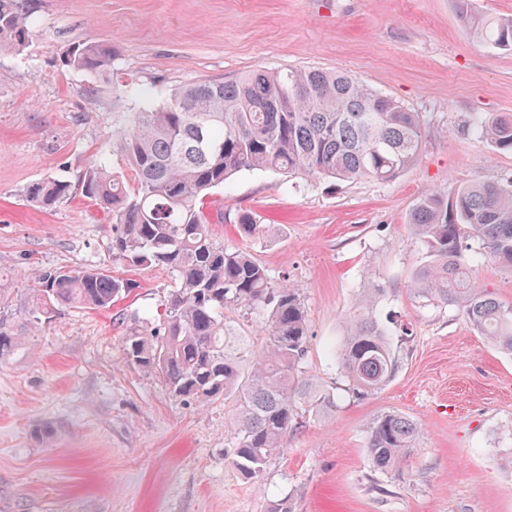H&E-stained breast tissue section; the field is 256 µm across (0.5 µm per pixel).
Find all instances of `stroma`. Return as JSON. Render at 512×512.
<instances>
[{
    "label": "stroma",
    "instance_id": "obj_1",
    "mask_svg": "<svg viewBox=\"0 0 512 512\" xmlns=\"http://www.w3.org/2000/svg\"><path fill=\"white\" fill-rule=\"evenodd\" d=\"M33 35L0 51V286L25 327L0 358V512H512V354L488 343L462 308L410 293L424 260L408 214L425 193L512 180V152L470 134L512 114V51L473 41L457 0H29ZM110 41L111 65L63 67L78 41ZM341 69L419 113L415 163L397 179L336 185L243 172L213 189L212 230L299 288L309 319L304 368L336 396L329 415L286 436L261 482L224 450L233 402L176 399L125 355L147 313L165 319L167 269L112 256V219L78 196L50 210L29 184L77 179L92 160L131 178L114 139L132 113L200 79L252 71ZM270 225L245 240L236 215ZM475 287L512 306V272L465 238ZM97 267L136 283L107 310L68 309L26 326L31 274ZM381 316L409 330L382 389L356 396L336 360L345 321L370 283ZM386 412L419 429L398 472L373 469L368 427ZM47 428L39 441L36 432Z\"/></svg>",
    "mask_w": 512,
    "mask_h": 512
}]
</instances>
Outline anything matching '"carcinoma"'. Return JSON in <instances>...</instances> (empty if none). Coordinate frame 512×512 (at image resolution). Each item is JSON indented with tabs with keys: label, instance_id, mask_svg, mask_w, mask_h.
Masks as SVG:
<instances>
[{
	"label": "carcinoma",
	"instance_id": "carcinoma-1",
	"mask_svg": "<svg viewBox=\"0 0 512 512\" xmlns=\"http://www.w3.org/2000/svg\"><path fill=\"white\" fill-rule=\"evenodd\" d=\"M467 33L512 50V17L487 19L459 0ZM32 22L24 0H0V50L23 47ZM112 48L83 41L61 58L71 69L110 66ZM492 147L512 151V115L478 127ZM423 139L419 113L378 93L342 70L254 71L229 80H198L179 87L163 105L135 113L121 134V150L135 173L131 188L102 161L91 162L76 183L51 177L24 194L44 209L79 191L112 215V256L154 264L174 276L163 328L134 332L127 358L163 375L176 398L207 403L231 400L236 416L224 456L246 480L262 479L302 418L336 407L332 393L302 367L309 347L307 311L299 289L276 281L249 252L217 241L207 191L236 173L283 171L311 178L390 182L418 158ZM425 257L408 285L430 301L463 308L471 326L512 353V307L471 285L464 238L482 241L488 256L512 271V181L458 185L421 196L408 216ZM241 237L269 229L243 212ZM31 324L61 309H107L135 289L130 279L102 269H39ZM0 357L18 347L14 313L1 303ZM384 289H366L349 316L340 346L341 375L356 394L373 393L398 370L392 334L378 313ZM262 314L265 349L252 356L250 339L235 336L224 309ZM418 434L399 413L369 426L374 468L399 469Z\"/></svg>",
	"mask_w": 512,
	"mask_h": 512
}]
</instances>
